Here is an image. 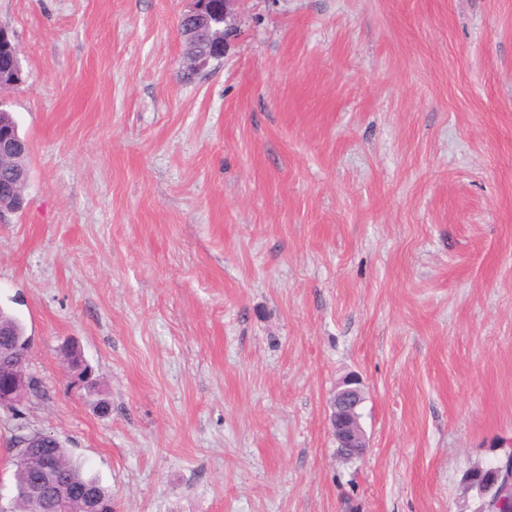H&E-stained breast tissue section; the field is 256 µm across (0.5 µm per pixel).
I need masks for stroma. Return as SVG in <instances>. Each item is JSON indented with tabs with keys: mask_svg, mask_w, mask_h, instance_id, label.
I'll list each match as a JSON object with an SVG mask.
<instances>
[{
	"mask_svg": "<svg viewBox=\"0 0 512 512\" xmlns=\"http://www.w3.org/2000/svg\"><path fill=\"white\" fill-rule=\"evenodd\" d=\"M189 5L0 0V308L43 389L0 408V505L47 432L113 512H474L512 441V0H236L194 74ZM0 126L13 128L21 139H24L18 130V125L7 110L0 109ZM11 130L0 132V159H8L15 156L23 148L27 152L18 154L13 160L4 162L0 168V208L6 210H18L24 201V192L27 184L18 183L13 179L16 172L29 171L28 168V143L18 138ZM8 182L10 187L7 192H1V183ZM341 385L331 400L330 429L339 454L351 460L362 457L367 447L363 427L356 419L363 391L356 376L343 380Z\"/></svg>",
	"mask_w": 512,
	"mask_h": 512,
	"instance_id": "obj_1",
	"label": "stroma"
}]
</instances>
